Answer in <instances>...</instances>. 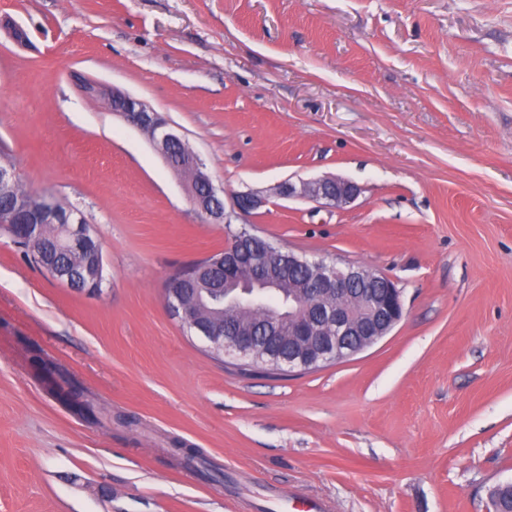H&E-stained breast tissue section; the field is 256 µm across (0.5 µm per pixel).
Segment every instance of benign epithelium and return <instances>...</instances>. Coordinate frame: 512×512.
<instances>
[{"mask_svg":"<svg viewBox=\"0 0 512 512\" xmlns=\"http://www.w3.org/2000/svg\"><path fill=\"white\" fill-rule=\"evenodd\" d=\"M84 91L105 99L110 110L120 114L131 126L144 133L153 148L170 166L174 165L173 148L184 145L185 139L143 101L117 89L108 90L97 84L84 85ZM186 158L195 172L198 186L204 193L191 191L193 204L216 224L228 223L225 206L219 203V190L213 184L198 154L189 150ZM284 198L309 199L333 208H341L359 195V187L347 180L323 177L285 181L277 187ZM263 199L254 192L235 196L234 206L241 213L259 208ZM17 211L26 216L24 234L37 238L49 224L63 231L61 250L66 253L91 254L95 267H104V255L91 225L77 208L58 209L46 197L37 206L27 198L14 200ZM255 234L247 229L239 232L232 245L224 249V283L239 290L240 295L228 302L220 292L189 294L181 288L187 275L179 271L171 275L165 286V296L173 315L189 329L207 353L234 362L251 360L262 337L254 330L238 329L224 333V305L267 310L274 306L272 289L283 286L284 276L299 268H308L306 275L294 283L297 288L295 313L299 319L290 326L288 340L295 351L288 357L275 356L269 365L282 373L296 370V362L324 365L339 362L371 347L386 336L403 318L401 292L387 276L364 266L340 265L336 262L300 261L292 252L270 246L264 254L254 256L249 264L241 265L240 253L254 244ZM47 274L54 280L86 293L101 292L102 279L84 280L82 271L66 263L49 266Z\"/></svg>","mask_w":512,"mask_h":512,"instance_id":"obj_1","label":"benign epithelium"}]
</instances>
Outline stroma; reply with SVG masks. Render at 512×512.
Listing matches in <instances>:
<instances>
[{
	"label": "stroma",
	"mask_w": 512,
	"mask_h": 512,
	"mask_svg": "<svg viewBox=\"0 0 512 512\" xmlns=\"http://www.w3.org/2000/svg\"><path fill=\"white\" fill-rule=\"evenodd\" d=\"M1 19L29 41L0 27V147L84 213L105 281L59 283L0 230V512H278L273 487L330 512H487L512 480V0H0ZM86 80L164 116L234 226L390 277L403 319L286 377L209 357L164 288L227 232ZM324 176L359 196L276 193ZM250 190L264 204L234 212ZM283 198L309 199L323 205L341 208L354 201L360 189L353 182L336 178L323 177L314 180H301L298 184L285 181L277 187Z\"/></svg>",
	"instance_id": "35a3bbf8"
}]
</instances>
